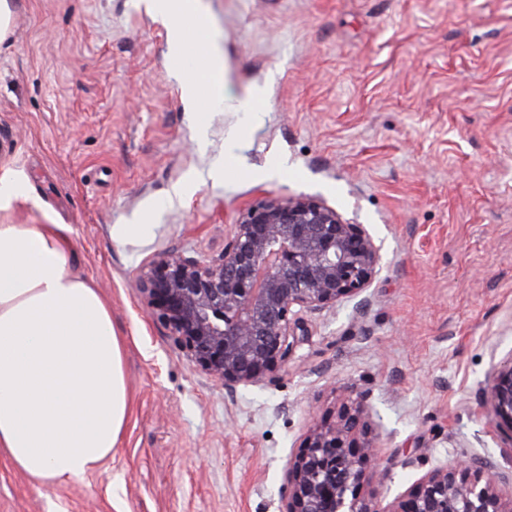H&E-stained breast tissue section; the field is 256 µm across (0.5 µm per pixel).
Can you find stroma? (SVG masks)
<instances>
[{
  "label": "stroma",
  "instance_id": "stroma-1",
  "mask_svg": "<svg viewBox=\"0 0 512 512\" xmlns=\"http://www.w3.org/2000/svg\"><path fill=\"white\" fill-rule=\"evenodd\" d=\"M9 3L0 176L27 192L0 222L69 226L70 266L125 341L131 411L111 459L62 486L0 454V512H279L307 430L361 392L391 466L359 497L471 456L512 488V430L481 395L512 355V0H201L229 71L206 104L183 99L172 22L146 0ZM289 194L368 225L383 270L365 318L308 315L281 380L230 397L150 318L136 272L173 247L217 256L239 211ZM116 224L151 230L121 242Z\"/></svg>",
  "mask_w": 512,
  "mask_h": 512
}]
</instances>
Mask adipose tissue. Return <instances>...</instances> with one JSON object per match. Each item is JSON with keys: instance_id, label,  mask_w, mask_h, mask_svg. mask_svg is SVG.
<instances>
[{"instance_id": "ef3b65f1", "label": "adipose tissue", "mask_w": 512, "mask_h": 512, "mask_svg": "<svg viewBox=\"0 0 512 512\" xmlns=\"http://www.w3.org/2000/svg\"><path fill=\"white\" fill-rule=\"evenodd\" d=\"M173 18L170 47L207 52L182 80L185 99H221L225 62L210 52L197 0H152ZM64 224L0 222V453L40 485L99 470L125 428L124 343L98 288L70 268Z\"/></svg>"}]
</instances>
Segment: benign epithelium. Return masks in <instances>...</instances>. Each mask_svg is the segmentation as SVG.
<instances>
[{"instance_id": "7a95c632", "label": "benign epithelium", "mask_w": 512, "mask_h": 512, "mask_svg": "<svg viewBox=\"0 0 512 512\" xmlns=\"http://www.w3.org/2000/svg\"><path fill=\"white\" fill-rule=\"evenodd\" d=\"M381 250L367 225L317 198L269 197L239 215L217 256L168 249L137 270L136 288L172 345L232 396L280 379L309 335L303 314L343 301L365 314ZM482 399L512 431V357L489 373ZM371 433L364 393L310 428L288 460L280 512H505L489 459L436 466L385 506L359 498L389 469Z\"/></svg>"}]
</instances>
